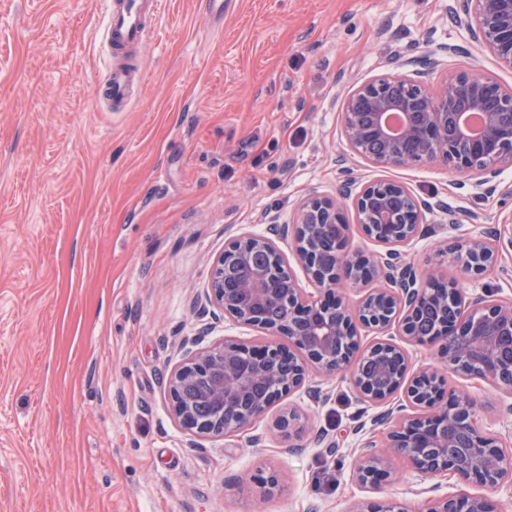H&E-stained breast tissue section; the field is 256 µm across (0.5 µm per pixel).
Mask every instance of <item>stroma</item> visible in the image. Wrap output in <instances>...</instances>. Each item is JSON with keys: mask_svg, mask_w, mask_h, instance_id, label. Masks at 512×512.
Wrapping results in <instances>:
<instances>
[{"mask_svg": "<svg viewBox=\"0 0 512 512\" xmlns=\"http://www.w3.org/2000/svg\"><path fill=\"white\" fill-rule=\"evenodd\" d=\"M450 0H162L136 54L144 78L112 111L100 80L108 0H0V512H350L393 500L418 512L434 486L399 457L380 488L351 470L373 407L348 381L277 402L310 434L290 447L272 418L193 447L169 412L166 376L184 339L267 336L225 324L204 298L233 238L288 223L309 193H334L346 149L341 108L393 57L428 42L466 46ZM393 178L464 220L449 241L512 212L445 166ZM409 258L460 288L512 299V279L459 277L432 236ZM411 369L438 370L477 397L482 429L508 432L499 393L442 364L435 343L406 344ZM261 444H254V434ZM279 470L263 495L259 472Z\"/></svg>", "mask_w": 512, "mask_h": 512, "instance_id": "35a3bbf8", "label": "stroma"}]
</instances>
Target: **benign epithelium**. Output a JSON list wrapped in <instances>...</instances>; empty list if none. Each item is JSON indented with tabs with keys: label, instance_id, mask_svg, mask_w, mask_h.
Listing matches in <instances>:
<instances>
[{
	"label": "benign epithelium",
	"instance_id": "1",
	"mask_svg": "<svg viewBox=\"0 0 512 512\" xmlns=\"http://www.w3.org/2000/svg\"><path fill=\"white\" fill-rule=\"evenodd\" d=\"M451 17L469 42L512 69V0H455ZM460 51L444 44L420 56L393 60L398 73L354 87L342 104L346 146L373 167L393 170L415 163L444 164L469 175L485 194L512 167V87L488 73L462 69L436 84L426 78L443 58ZM484 116L474 135L463 114ZM399 116L398 126L388 117ZM334 195L313 193L297 206L287 224L271 222L264 233L235 237L213 263L208 295L230 321L275 341L262 347L226 338L187 348L167 378L170 412L194 437L193 445L234 437L268 415L284 395L302 388L313 399L321 390L309 385L318 377L347 374L359 398L372 405L389 402L408 371L403 349L380 340L363 345L360 329L388 333L399 315L403 335L423 344L440 342L448 365L512 399V299L466 298L455 282L431 276L425 284L407 259L406 248L425 236V215L439 209L448 216L441 229L460 224L446 203L420 198L402 181L378 178L358 185L351 168ZM373 241L386 246L374 259L350 256L344 244L351 225L344 202ZM289 241V253L278 246ZM512 258V215L454 246L451 258L463 272L482 274ZM315 287H300L292 265ZM365 289L355 305L329 298L339 281ZM405 397L412 412L395 417L385 408L374 424H393L386 449L368 438L353 478L373 485L388 475L387 451L404 457L423 476L453 477L463 488L428 499L423 512H492L488 498L465 489L470 484L496 490L512 483V455L504 452L502 433L480 431L475 398L445 389L433 371L413 374ZM274 427L301 442L304 428L293 409ZM350 512H404L385 500Z\"/></svg>",
	"mask_w": 512,
	"mask_h": 512
}]
</instances>
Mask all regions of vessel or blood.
<instances>
[{
  "instance_id": "b4317fda",
  "label": "vessel or blood",
  "mask_w": 512,
  "mask_h": 512,
  "mask_svg": "<svg viewBox=\"0 0 512 512\" xmlns=\"http://www.w3.org/2000/svg\"><path fill=\"white\" fill-rule=\"evenodd\" d=\"M160 7L161 0H111L106 41L113 49L112 64L101 80V89L113 105L128 104L141 82L138 68L126 53L143 43L148 24L155 20Z\"/></svg>"
}]
</instances>
